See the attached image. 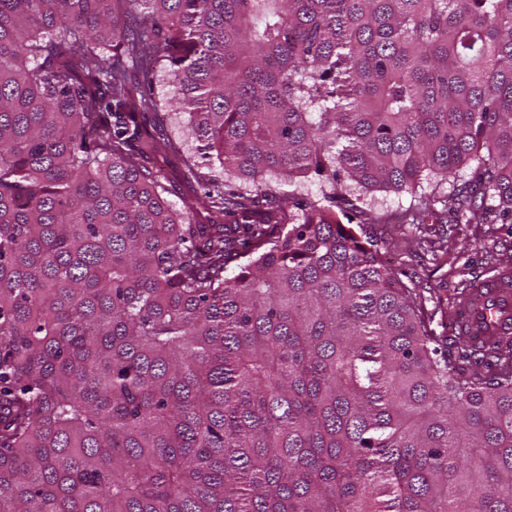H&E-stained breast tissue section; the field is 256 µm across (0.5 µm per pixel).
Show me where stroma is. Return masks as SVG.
I'll return each instance as SVG.
<instances>
[{"instance_id":"stroma-1","label":"stroma","mask_w":512,"mask_h":512,"mask_svg":"<svg viewBox=\"0 0 512 512\" xmlns=\"http://www.w3.org/2000/svg\"><path fill=\"white\" fill-rule=\"evenodd\" d=\"M470 177L461 169L455 178H423L415 192L377 191L362 196L359 207L367 229L377 240L380 257L420 295L432 316L436 334L453 336L456 302L471 282L512 266V224H452L442 205ZM436 205L423 223L407 224L403 212L420 200Z\"/></svg>"}]
</instances>
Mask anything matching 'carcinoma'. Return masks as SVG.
Returning <instances> with one entry per match:
<instances>
[{
  "mask_svg": "<svg viewBox=\"0 0 512 512\" xmlns=\"http://www.w3.org/2000/svg\"><path fill=\"white\" fill-rule=\"evenodd\" d=\"M471 163L512 217V0H0V512H512V335L338 219ZM169 112H172L170 121L167 122V126L163 130V134L167 136H171L173 138L178 137H185L187 138V135H184V129H183V118L182 114L178 113L179 110H171L168 109ZM186 145L187 150L194 156L195 161L197 162L199 166V171L204 173H209L211 171L218 172V163L213 161H210L208 158L203 156L204 151H200V142L197 141L196 138H187L186 139Z\"/></svg>",
  "mask_w": 512,
  "mask_h": 512,
  "instance_id": "obj_1",
  "label": "carcinoma"
}]
</instances>
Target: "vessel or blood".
Here are the masks:
<instances>
[{"instance_id":"1","label":"vessel or blood","mask_w":512,"mask_h":512,"mask_svg":"<svg viewBox=\"0 0 512 512\" xmlns=\"http://www.w3.org/2000/svg\"><path fill=\"white\" fill-rule=\"evenodd\" d=\"M511 277L512 269L503 267L472 286L456 318L460 334L478 343L512 335V289L506 285Z\"/></svg>"}]
</instances>
